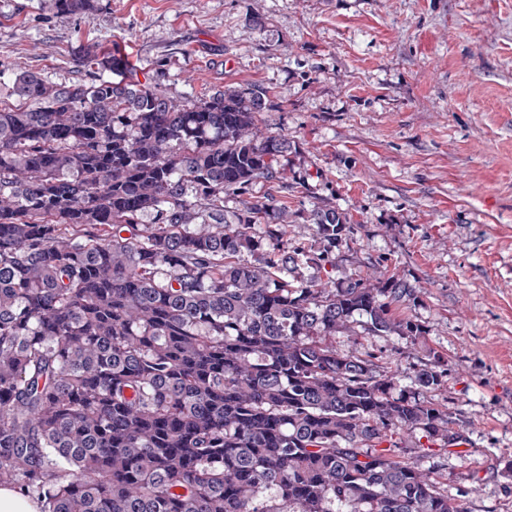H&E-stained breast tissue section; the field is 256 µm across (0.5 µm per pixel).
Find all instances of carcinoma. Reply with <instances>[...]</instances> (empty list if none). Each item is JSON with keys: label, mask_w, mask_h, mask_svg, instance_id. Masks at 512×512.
Returning a JSON list of instances; mask_svg holds the SVG:
<instances>
[{"label": "carcinoma", "mask_w": 512, "mask_h": 512, "mask_svg": "<svg viewBox=\"0 0 512 512\" xmlns=\"http://www.w3.org/2000/svg\"><path fill=\"white\" fill-rule=\"evenodd\" d=\"M86 14L93 0H54ZM0 106V486L42 512H467L389 432L459 433L411 386L327 342L426 334L398 279L307 282L324 249H263L284 135L257 134L265 93L174 99L132 76L47 85L18 73ZM249 194L235 222L224 197ZM249 254L256 259L249 261Z\"/></svg>", "instance_id": "obj_1"}]
</instances>
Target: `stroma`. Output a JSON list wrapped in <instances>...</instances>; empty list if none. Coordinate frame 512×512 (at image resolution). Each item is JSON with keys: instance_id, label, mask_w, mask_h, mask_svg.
<instances>
[{"instance_id": "1", "label": "stroma", "mask_w": 512, "mask_h": 512, "mask_svg": "<svg viewBox=\"0 0 512 512\" xmlns=\"http://www.w3.org/2000/svg\"><path fill=\"white\" fill-rule=\"evenodd\" d=\"M93 53L177 98L265 90L259 127L288 138L287 181L264 186L288 216L281 248H321L313 213L347 214V246L302 277L398 278L416 298L394 312L426 329L331 344L405 385L447 359L427 398L464 446L392 439L468 512H512V0H0L1 84L110 78Z\"/></svg>"}]
</instances>
